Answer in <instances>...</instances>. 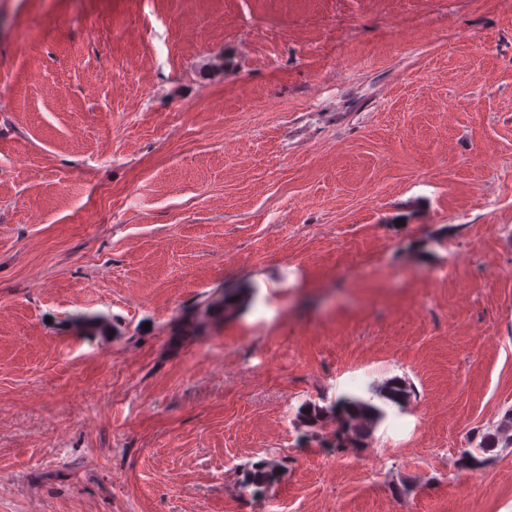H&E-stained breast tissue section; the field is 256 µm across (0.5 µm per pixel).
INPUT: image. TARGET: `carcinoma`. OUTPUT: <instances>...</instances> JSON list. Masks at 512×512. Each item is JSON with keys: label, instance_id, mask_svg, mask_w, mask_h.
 Listing matches in <instances>:
<instances>
[{"label": "carcinoma", "instance_id": "cac0c4a2", "mask_svg": "<svg viewBox=\"0 0 512 512\" xmlns=\"http://www.w3.org/2000/svg\"><path fill=\"white\" fill-rule=\"evenodd\" d=\"M300 418L308 424H314L328 416L336 423L331 437H321L323 448H363L374 421L383 417L382 410L375 404L354 397L336 399L328 406L316 403L305 404L299 412ZM284 471L278 461L255 466L245 473L244 486L254 488L259 493L274 483Z\"/></svg>", "mask_w": 512, "mask_h": 512}]
</instances>
